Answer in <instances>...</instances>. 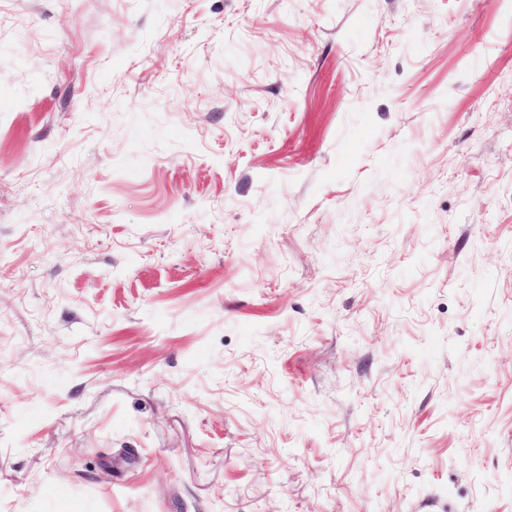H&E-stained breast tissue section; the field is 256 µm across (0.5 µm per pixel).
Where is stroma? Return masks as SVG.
I'll return each mask as SVG.
<instances>
[{
	"mask_svg": "<svg viewBox=\"0 0 512 512\" xmlns=\"http://www.w3.org/2000/svg\"><path fill=\"white\" fill-rule=\"evenodd\" d=\"M0 512H512V0H0Z\"/></svg>",
	"mask_w": 512,
	"mask_h": 512,
	"instance_id": "1",
	"label": "stroma"
}]
</instances>
